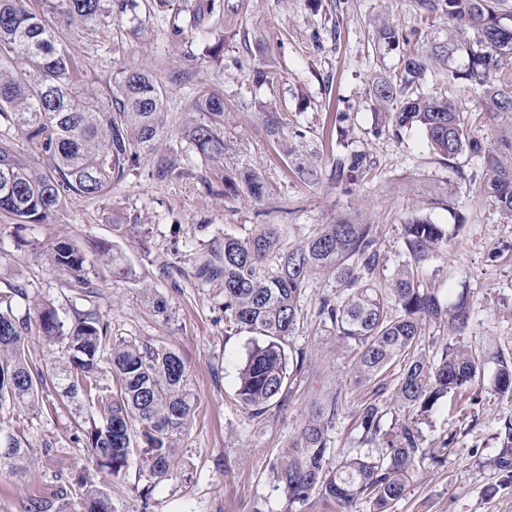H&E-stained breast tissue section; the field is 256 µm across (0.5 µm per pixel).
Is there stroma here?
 Here are the masks:
<instances>
[{
	"instance_id": "35a3bbf8",
	"label": "stroma",
	"mask_w": 512,
	"mask_h": 512,
	"mask_svg": "<svg viewBox=\"0 0 512 512\" xmlns=\"http://www.w3.org/2000/svg\"><path fill=\"white\" fill-rule=\"evenodd\" d=\"M206 0H139L143 22L132 35L126 17H116L105 34L62 33L67 50L82 63L80 78L99 98L128 67L152 68L168 88L167 126L152 151L141 154L126 179L101 198L72 196L53 223L16 227L0 216V291L27 288L32 300L60 315L71 308L93 309L116 337H133L175 350L188 370L197 401L186 435L176 443L167 480L143 495L138 462L112 482L116 512H337L335 502L315 494L288 504L274 471L295 447L309 408L339 398L344 415L325 458L335 465L352 451L374 454L361 444L355 421L366 394L355 382L353 347L340 344L316 314L334 281H310L302 305L303 324L292 338L305 356L291 395L262 415L236 397L237 369L255 336L224 328L219 283L193 275V265L214 235L250 234L259 224H280L287 244L300 243L323 224L343 218L372 225L387 271L403 249L400 226L412 216L445 225L448 244L422 265V278L443 302L468 292V325L458 335L429 320L423 347L440 356L461 345L485 353L484 374L469 398L442 400L416 416L426 458L393 512H512V485L488 461L501 446L500 428L512 417V403L498 400L493 352L512 355V223L480 193L478 166L450 168L429 149L419 129L400 136L378 132L370 88L381 73L400 70L399 52L377 40L381 24L411 30L417 19L411 0H215L214 15L194 22ZM181 25V37L170 35ZM198 63L194 84L172 83L187 57ZM272 71L273 83L252 81L254 68ZM224 98V167L260 171L271 188L260 206L246 196H225L187 137L199 121L193 107L198 91ZM272 107L302 137L278 146L263 128L261 111ZM292 154H285V147ZM367 152L374 168L352 192L331 180L303 181L294 157H308L329 170L336 152ZM166 155L186 176L167 182L150 178L155 157ZM63 238L90 260L89 288H80L43 255ZM165 298L166 314L152 301ZM96 406L63 407L46 388L35 412L0 407V422L13 425L31 451L20 472L0 470V512H25L32 497L55 501L61 512H82L77 498L60 490L74 477L106 480L79 436L81 418Z\"/></svg>"
}]
</instances>
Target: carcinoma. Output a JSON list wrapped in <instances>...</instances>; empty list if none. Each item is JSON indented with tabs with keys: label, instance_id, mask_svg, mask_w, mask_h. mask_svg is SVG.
<instances>
[{
	"label": "carcinoma",
	"instance_id": "carcinoma-1",
	"mask_svg": "<svg viewBox=\"0 0 512 512\" xmlns=\"http://www.w3.org/2000/svg\"><path fill=\"white\" fill-rule=\"evenodd\" d=\"M412 3L424 28L439 21L445 28L425 37L418 28L409 35L394 26L379 29V40L399 51L403 62L399 74L372 82L384 127L395 135L403 128H420L428 146L451 167H459L462 157L478 161L485 175L484 197L511 221L512 156L502 151L512 153V138L502 139L499 147L486 146L465 121L453 93L427 95L421 86L428 72L446 71L461 59L463 66L451 71V79L481 89L476 112L512 118V10L507 0ZM136 8V0H0V120L37 141L42 156V168L37 169L0 139V214L13 223L50 224L68 196H104L163 131L167 86L146 69L129 68L111 89L110 101H99L75 77L79 61L42 17L50 12L66 30L81 32L108 24L114 14L129 13L131 33L137 35L141 27ZM194 107L202 118L188 132L190 143L211 175L223 182L224 195L242 193L262 203L267 187L259 173L224 169L223 97L202 91ZM262 116L268 136L280 140L285 119L272 110ZM371 171L369 154H338L331 178L350 192ZM184 175L164 155L151 171V178L160 182ZM282 236L278 224H259L244 237L226 234L211 242L195 263L197 278L222 285L225 328L262 338L239 368L237 397L257 415L286 398L304 365L303 353H286L304 319L301 299L310 279H334L339 293L322 297L317 314L338 340L355 345L358 378L374 385L357 405L356 417L362 442L380 451L376 456L345 453L335 466H326L330 434L343 414L341 402L333 398L311 406L299 443L277 469L276 479L290 505L303 504L316 492L334 500L339 512H355L356 503L364 499L373 512H392L425 452L413 423H402L395 433L383 430L381 395L391 387L400 406L425 413L451 393L465 397L482 373L478 357L460 346H449L432 360L420 348L423 320L441 321L457 333L469 317L467 295L445 304L438 290L425 286L419 276L421 264L448 244L447 229L418 216L401 225V260L388 280L381 274L380 243L370 224L339 219L289 248ZM45 255L78 284L90 287L85 252L60 241L49 245ZM19 300H29L26 289L0 292V407L33 410L46 376L27 363L30 314L16 313ZM33 311L40 336L61 344L63 364L52 372L60 400L79 405L86 397L101 408L99 418L82 421L98 468L119 476L137 442L148 484L166 479L172 468V440L186 434L194 410L181 357L172 349L114 338L93 310L75 308L69 319L49 305L37 304ZM103 357L112 364L113 386L97 381ZM395 365L399 375L390 385L386 379ZM495 394L512 401V356L497 357ZM5 434L13 450L0 453V466L24 469L28 449L12 426L0 424V437ZM501 436L503 448L493 466L512 481V417L504 420ZM70 489L85 506L112 500V490L92 481L76 478L62 495L68 496Z\"/></svg>",
	"mask_w": 512,
	"mask_h": 512
}]
</instances>
